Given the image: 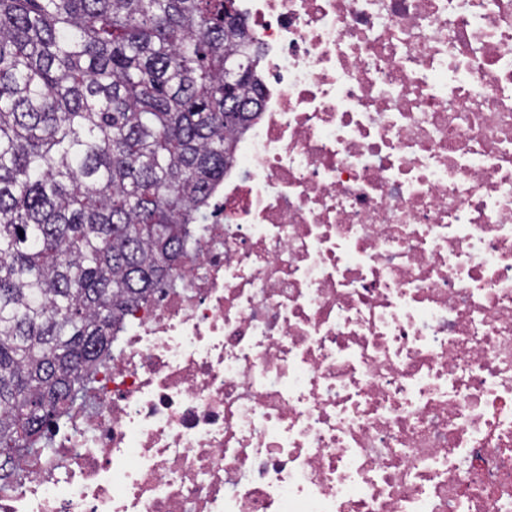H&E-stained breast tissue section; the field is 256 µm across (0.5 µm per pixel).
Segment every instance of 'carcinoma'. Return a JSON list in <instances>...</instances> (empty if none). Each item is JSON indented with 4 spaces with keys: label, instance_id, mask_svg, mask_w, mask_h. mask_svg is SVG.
Wrapping results in <instances>:
<instances>
[{
    "label": "carcinoma",
    "instance_id": "cac0c4a2",
    "mask_svg": "<svg viewBox=\"0 0 512 512\" xmlns=\"http://www.w3.org/2000/svg\"><path fill=\"white\" fill-rule=\"evenodd\" d=\"M256 56L236 0H0V478L174 283Z\"/></svg>",
    "mask_w": 512,
    "mask_h": 512
}]
</instances>
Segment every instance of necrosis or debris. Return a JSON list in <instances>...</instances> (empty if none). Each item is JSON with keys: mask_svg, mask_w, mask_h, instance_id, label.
<instances>
[{"mask_svg": "<svg viewBox=\"0 0 512 512\" xmlns=\"http://www.w3.org/2000/svg\"><path fill=\"white\" fill-rule=\"evenodd\" d=\"M262 115L0 512H512V0H237Z\"/></svg>", "mask_w": 512, "mask_h": 512, "instance_id": "1", "label": "necrosis or debris"}]
</instances>
